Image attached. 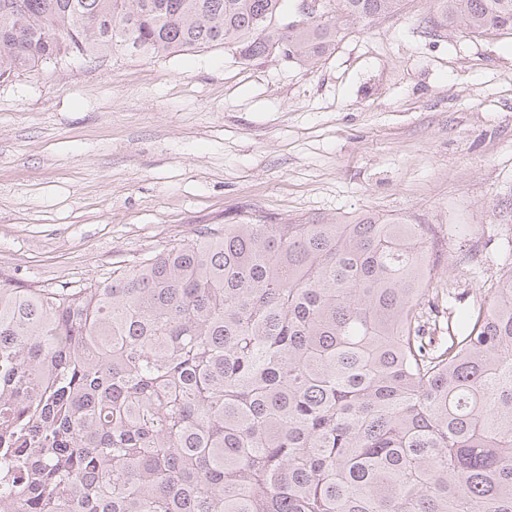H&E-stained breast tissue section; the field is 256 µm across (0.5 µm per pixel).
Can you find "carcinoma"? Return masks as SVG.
<instances>
[{
	"label": "carcinoma",
	"instance_id": "1",
	"mask_svg": "<svg viewBox=\"0 0 512 512\" xmlns=\"http://www.w3.org/2000/svg\"><path fill=\"white\" fill-rule=\"evenodd\" d=\"M0 0V83L221 46L315 65L402 0ZM433 35L512 0H432ZM435 232L376 214L205 226L79 288L0 271V512H512V268L448 336ZM324 11V1L321 0H298L294 12L288 18L285 17L282 23L288 25H297L319 17Z\"/></svg>",
	"mask_w": 512,
	"mask_h": 512
}]
</instances>
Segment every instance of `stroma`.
<instances>
[{
  "mask_svg": "<svg viewBox=\"0 0 512 512\" xmlns=\"http://www.w3.org/2000/svg\"><path fill=\"white\" fill-rule=\"evenodd\" d=\"M430 0L315 67L222 47L0 83V270L59 288L206 225L374 213L427 224L458 304L512 268V31L433 37Z\"/></svg>",
  "mask_w": 512,
  "mask_h": 512,
  "instance_id": "stroma-1",
  "label": "stroma"
}]
</instances>
